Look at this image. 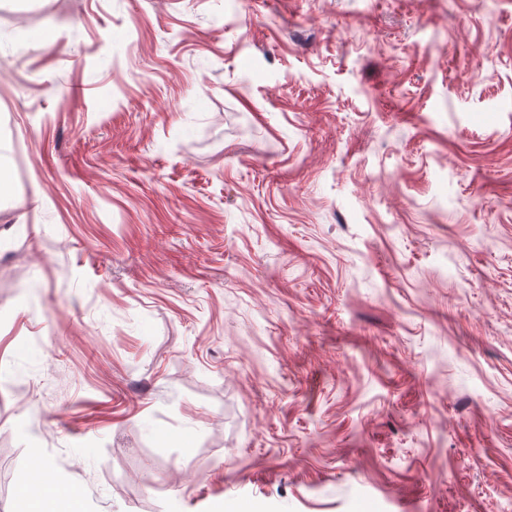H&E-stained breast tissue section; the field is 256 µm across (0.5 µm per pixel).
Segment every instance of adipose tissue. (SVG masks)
Wrapping results in <instances>:
<instances>
[{
	"label": "adipose tissue",
	"instance_id": "adipose-tissue-1",
	"mask_svg": "<svg viewBox=\"0 0 512 512\" xmlns=\"http://www.w3.org/2000/svg\"><path fill=\"white\" fill-rule=\"evenodd\" d=\"M30 470L16 489L19 512H84L81 490L55 480L40 457H32Z\"/></svg>",
	"mask_w": 512,
	"mask_h": 512
}]
</instances>
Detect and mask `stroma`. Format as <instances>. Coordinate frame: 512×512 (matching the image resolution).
<instances>
[{
    "label": "stroma",
    "instance_id": "35a3bbf8",
    "mask_svg": "<svg viewBox=\"0 0 512 512\" xmlns=\"http://www.w3.org/2000/svg\"><path fill=\"white\" fill-rule=\"evenodd\" d=\"M0 180V512H512V0H0ZM30 470L16 489L19 512H84L81 490L55 480L40 457H32Z\"/></svg>",
    "mask_w": 512,
    "mask_h": 512
}]
</instances>
